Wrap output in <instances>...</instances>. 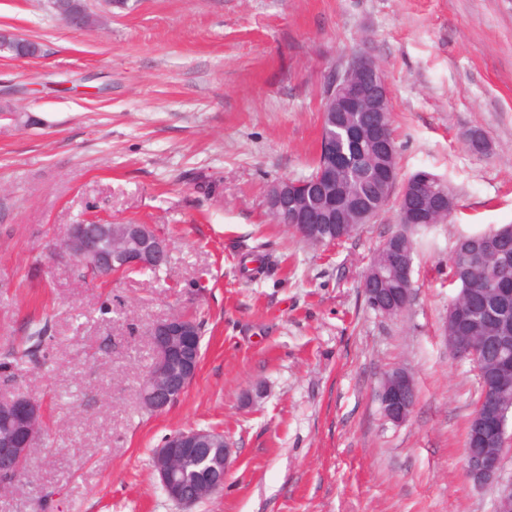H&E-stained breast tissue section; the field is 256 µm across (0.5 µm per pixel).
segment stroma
Wrapping results in <instances>:
<instances>
[{"label": "stroma", "mask_w": 512, "mask_h": 512, "mask_svg": "<svg viewBox=\"0 0 512 512\" xmlns=\"http://www.w3.org/2000/svg\"><path fill=\"white\" fill-rule=\"evenodd\" d=\"M68 27L50 0H0V354L49 324L38 362L0 368V396L37 401L31 474L0 512H180L152 464L164 439L210 428L237 462L193 512H493L464 472L477 371L448 348L460 236L512 224V0H87ZM388 84L399 181L425 170L457 209L413 236L414 296L387 317L361 281L399 225L397 199L350 237L306 242L273 223L277 180L318 158L324 90L354 54ZM480 129L485 155L463 134ZM151 225L156 273L86 285L53 255L69 225ZM202 326L174 406L138 396L151 326ZM403 368V424L375 398ZM1 51H9L15 58L29 59L41 53L40 45L30 39H26L13 33L0 32ZM416 386L412 376L404 369L386 373L376 391L384 418L393 424L404 423L416 402Z\"/></svg>", "instance_id": "1"}]
</instances>
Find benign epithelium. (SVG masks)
I'll return each mask as SVG.
<instances>
[{
	"mask_svg": "<svg viewBox=\"0 0 512 512\" xmlns=\"http://www.w3.org/2000/svg\"><path fill=\"white\" fill-rule=\"evenodd\" d=\"M70 5L60 13L65 24L82 29L89 16L79 0H68ZM0 49L15 58L29 59L41 53L40 45L13 33L0 32ZM344 104L352 112H375L378 121L361 127L363 138L372 150L381 156L396 153L395 143L386 135L385 120L390 115V100L383 72L368 57L351 58L343 73L332 79L325 88L324 110ZM440 180L428 172H421L403 184L409 197L401 211L404 224H430L433 218L448 211V196L435 188ZM299 194L287 180L273 183L268 188L267 205L273 212L291 211L293 228L302 236L314 239L319 245L336 242V228L329 225L331 217L313 210L309 203L298 204ZM64 254L73 260L90 263L112 275L167 264L166 243L147 224H122L89 220L70 226L62 242ZM403 288L389 291L381 287L383 273L372 266L361 284L365 297L384 316L401 312L413 293L412 261H395ZM156 352L154 364L143 382L140 396L146 409L162 413L171 407L195 378L201 358L197 324L188 317L173 313L156 322L149 331ZM512 338L508 336H455L451 350L460 358L482 361V353L489 347L506 348ZM477 372L488 380L482 399L484 407L472 417L473 442L465 448L464 470L476 485H499L494 512H512V482L500 481L504 450L512 440L507 438L508 412L498 407L496 394L512 388V363L501 361L493 373L482 367ZM416 386L412 376L404 369L386 373L376 391L384 418L394 424L405 422L416 402ZM0 464L11 473L0 477V490L10 489L18 481L16 465L30 464L33 441L39 436L42 423L36 401L24 394L0 397ZM197 452L203 463L216 475L211 484L190 488L184 474V451ZM233 448L223 436L191 428L169 436L156 449L155 471L167 497L183 509L194 507L201 499L216 492L233 465Z\"/></svg>",
	"mask_w": 512,
	"mask_h": 512,
	"instance_id": "benign-epithelium-1",
	"label": "benign epithelium"
}]
</instances>
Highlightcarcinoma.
Instances as JSON below:
<instances>
[{
  "label": "carcinoma",
  "instance_id": "obj_1",
  "mask_svg": "<svg viewBox=\"0 0 512 512\" xmlns=\"http://www.w3.org/2000/svg\"><path fill=\"white\" fill-rule=\"evenodd\" d=\"M339 127L329 129L328 121L321 128V146L324 152L318 157L313 171L296 178L298 182L318 180L324 166L335 169L331 196L322 206H331L336 230L350 226V231L364 223L355 208L357 200L365 198L372 210L378 212L380 186L373 181L374 172L382 167L397 168L394 157H380L373 153L367 142L357 133H350L351 115L339 112ZM413 257L414 246L411 228L405 227L389 235L374 255L379 265L389 263L391 250ZM451 283L458 293L448 304L446 336H502L512 335V299L504 300V290L512 289V224L466 235L459 239L450 259ZM478 290L482 296L479 304L466 303L467 295ZM47 329L42 327L28 337V346L12 353L15 360L32 355L42 344Z\"/></svg>",
  "mask_w": 512,
  "mask_h": 512
}]
</instances>
